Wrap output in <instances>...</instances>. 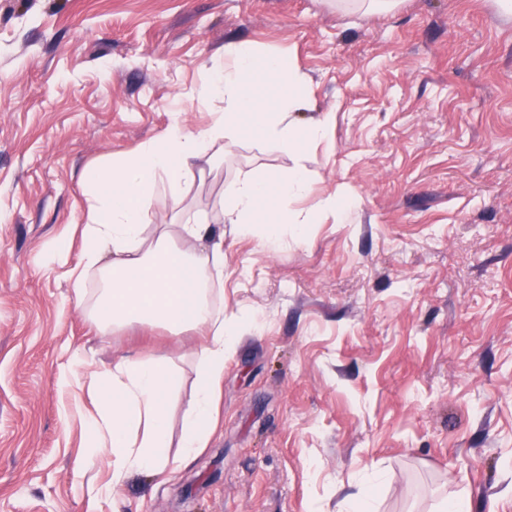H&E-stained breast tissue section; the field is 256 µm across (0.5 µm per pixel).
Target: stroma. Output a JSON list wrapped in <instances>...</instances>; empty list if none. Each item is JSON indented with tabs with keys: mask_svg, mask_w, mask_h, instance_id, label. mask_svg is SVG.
Returning <instances> with one entry per match:
<instances>
[{
	"mask_svg": "<svg viewBox=\"0 0 512 512\" xmlns=\"http://www.w3.org/2000/svg\"><path fill=\"white\" fill-rule=\"evenodd\" d=\"M296 65L308 208L337 183L345 224L272 253L224 232L225 313H257L224 362L207 448L182 460L184 412L207 331L99 333L100 282L75 302L88 206L82 175L222 101L192 92L240 46ZM246 134L189 189L222 224L227 187L292 167ZM68 240L65 261L44 254ZM165 354L180 374L160 479L88 459V392L72 373ZM383 476L376 512H512V13L496 0H0V512H345Z\"/></svg>",
	"mask_w": 512,
	"mask_h": 512,
	"instance_id": "1",
	"label": "stroma"
}]
</instances>
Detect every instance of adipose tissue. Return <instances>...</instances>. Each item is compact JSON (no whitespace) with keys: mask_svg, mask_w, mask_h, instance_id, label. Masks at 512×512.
Masks as SVG:
<instances>
[{"mask_svg":"<svg viewBox=\"0 0 512 512\" xmlns=\"http://www.w3.org/2000/svg\"><path fill=\"white\" fill-rule=\"evenodd\" d=\"M276 88L267 97L263 88ZM304 75L277 56L256 61L247 47L236 49L196 91L198 101L220 98L224 109L206 127L190 130L173 115L167 130L136 152L116 154L107 167L89 168L83 182L89 204L81 230L82 250L71 271L75 296L96 273L101 281L91 318L104 332L137 322L171 334L204 327L207 341L195 364L196 386L185 414L181 446L185 457L206 448L224 385V358L238 336L256 329L253 314L225 315L212 300L213 286L224 274V254L181 249L185 240H213V225L195 217L178 224H157V206L183 211L188 189L205 170L215 168L225 143L253 129L273 149L293 156L295 164L270 176L239 177L224 194V221L239 235L280 251L288 241H304L311 225L326 219L345 221L357 197L345 184L311 208H298L312 178L302 162L309 144L325 141L333 119L324 113L301 126L293 114L305 104ZM67 385L95 395L88 416L90 457L108 453L112 484L134 472L162 477L172 473L168 455V413L179 375L167 356L124 357L112 368L67 378Z\"/></svg>","mask_w":512,"mask_h":512,"instance_id":"adipose-tissue-1","label":"adipose tissue"}]
</instances>
